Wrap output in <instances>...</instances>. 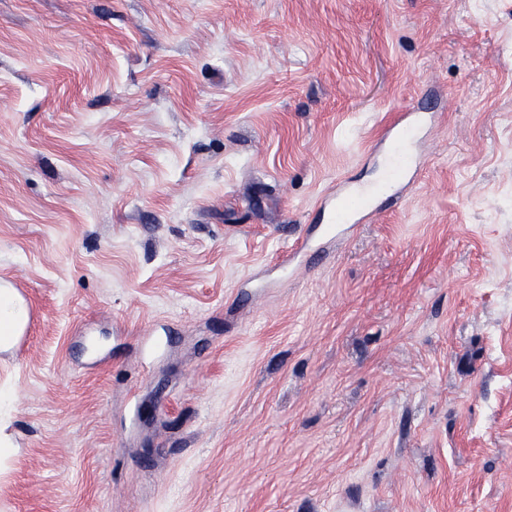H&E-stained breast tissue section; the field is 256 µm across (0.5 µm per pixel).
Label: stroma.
Returning a JSON list of instances; mask_svg holds the SVG:
<instances>
[{
  "label": "stroma",
  "mask_w": 512,
  "mask_h": 512,
  "mask_svg": "<svg viewBox=\"0 0 512 512\" xmlns=\"http://www.w3.org/2000/svg\"><path fill=\"white\" fill-rule=\"evenodd\" d=\"M2 276L0 512H512V0H0ZM425 112H408L399 116L385 129V140H393V154L389 164L387 180L397 177L402 163H415L414 156L409 151L411 144L419 138L422 131L431 123V118ZM378 188L369 186L352 187L344 190L335 189L327 196L320 199L323 208L331 205L334 201L339 203L340 214L339 222L341 224L349 223V213L356 211L364 202V200ZM27 322L25 301L5 285L0 289V347L10 348L24 332Z\"/></svg>",
  "instance_id": "obj_1"
}]
</instances>
